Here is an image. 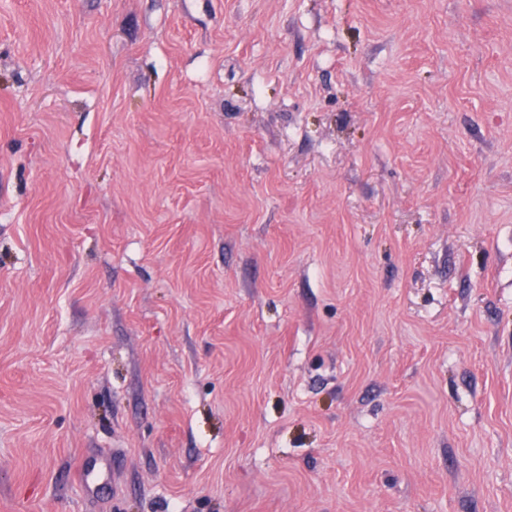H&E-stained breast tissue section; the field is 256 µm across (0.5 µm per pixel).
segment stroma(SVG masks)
<instances>
[{"label": "stroma", "mask_w": 512, "mask_h": 512, "mask_svg": "<svg viewBox=\"0 0 512 512\" xmlns=\"http://www.w3.org/2000/svg\"><path fill=\"white\" fill-rule=\"evenodd\" d=\"M0 512H512V0H0Z\"/></svg>", "instance_id": "35a3bbf8"}]
</instances>
